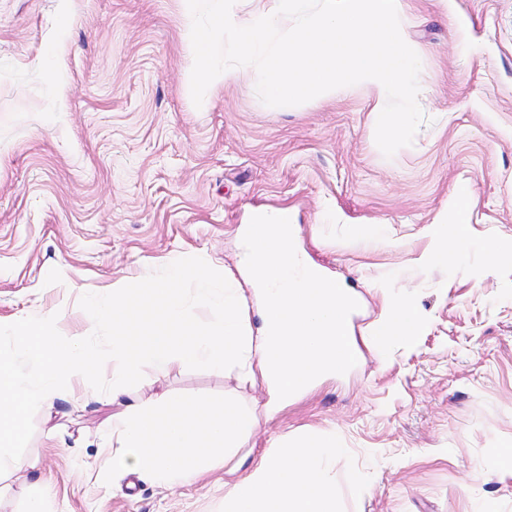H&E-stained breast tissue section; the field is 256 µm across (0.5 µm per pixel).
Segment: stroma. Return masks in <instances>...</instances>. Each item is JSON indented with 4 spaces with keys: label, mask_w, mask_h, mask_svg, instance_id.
I'll return each instance as SVG.
<instances>
[{
    "label": "stroma",
    "mask_w": 512,
    "mask_h": 512,
    "mask_svg": "<svg viewBox=\"0 0 512 512\" xmlns=\"http://www.w3.org/2000/svg\"><path fill=\"white\" fill-rule=\"evenodd\" d=\"M184 7L0 0V324L53 310L65 333L89 335L83 294L182 257L233 268L239 227L284 210L298 246L357 295L358 360L262 415L209 480L174 488L89 478L116 407L76 387L36 413L26 484L51 476L52 512H224L240 455L327 435L346 450L327 468L342 512H512L500 468L512 444V0H402L424 121L389 158L365 88L277 108L242 76L197 109L183 92ZM463 185L462 259L426 266ZM384 292L420 313L413 344L371 343ZM162 391L267 401L235 371L180 365L146 367L132 389Z\"/></svg>",
    "instance_id": "obj_1"
}]
</instances>
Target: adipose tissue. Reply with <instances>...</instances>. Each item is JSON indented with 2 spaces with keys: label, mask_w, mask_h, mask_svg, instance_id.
Listing matches in <instances>:
<instances>
[{
  "label": "adipose tissue",
  "mask_w": 512,
  "mask_h": 512,
  "mask_svg": "<svg viewBox=\"0 0 512 512\" xmlns=\"http://www.w3.org/2000/svg\"><path fill=\"white\" fill-rule=\"evenodd\" d=\"M473 202L469 191L456 195L449 219L434 226L436 246L426 256L428 264L459 260ZM420 330V319L410 303L387 296L370 335L376 340L409 343ZM341 453L334 439L319 437L304 438L294 446L280 447L276 454L260 456L225 495L224 512H340L336 486L324 477L323 464Z\"/></svg>",
  "instance_id": "adipose-tissue-1"
}]
</instances>
